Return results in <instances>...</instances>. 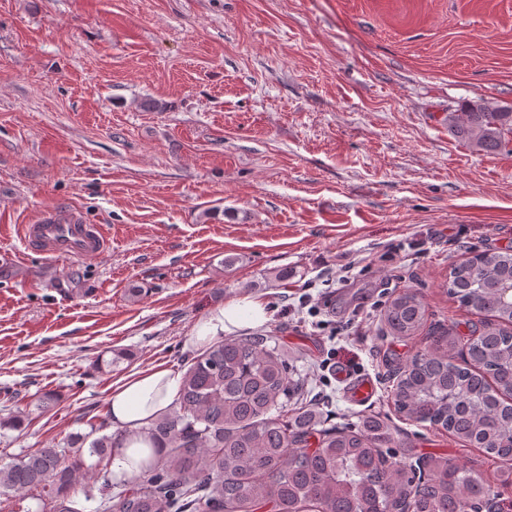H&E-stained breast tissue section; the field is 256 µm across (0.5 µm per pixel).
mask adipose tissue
I'll return each mask as SVG.
<instances>
[{
    "instance_id": "ef3b65f1",
    "label": "adipose tissue",
    "mask_w": 512,
    "mask_h": 512,
    "mask_svg": "<svg viewBox=\"0 0 512 512\" xmlns=\"http://www.w3.org/2000/svg\"><path fill=\"white\" fill-rule=\"evenodd\" d=\"M266 320L261 302L231 301L200 319L190 342L203 348L226 331L259 327ZM180 384L179 374L158 365L137 372L113 388L109 397L112 429L124 437L122 448L116 449L112 458V470L117 475L137 474L143 461L156 456L148 426L171 405Z\"/></svg>"
}]
</instances>
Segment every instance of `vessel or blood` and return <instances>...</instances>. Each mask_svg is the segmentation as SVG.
<instances>
[{
    "mask_svg": "<svg viewBox=\"0 0 512 512\" xmlns=\"http://www.w3.org/2000/svg\"><path fill=\"white\" fill-rule=\"evenodd\" d=\"M21 237L28 251L47 259L92 260L109 245L104 226L89 223L76 206L44 210L22 225Z\"/></svg>",
    "mask_w": 512,
    "mask_h": 512,
    "instance_id": "obj_1",
    "label": "vessel or blood"
}]
</instances>
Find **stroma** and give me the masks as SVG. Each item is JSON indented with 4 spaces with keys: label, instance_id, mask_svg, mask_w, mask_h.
<instances>
[{
    "label": "stroma",
    "instance_id": "35a3bbf8",
    "mask_svg": "<svg viewBox=\"0 0 512 512\" xmlns=\"http://www.w3.org/2000/svg\"><path fill=\"white\" fill-rule=\"evenodd\" d=\"M479 98L512 105V0H0V251L51 207L110 237L91 261L0 263V420L28 413L0 464L88 433L135 372H184L197 320L256 299L301 386L289 408L380 418L397 458L447 457L491 512L512 505L502 461L392 400L432 336L483 327L451 265L512 247V153L448 130ZM408 289L426 320L402 338L382 314Z\"/></svg>",
    "mask_w": 512,
    "mask_h": 512
}]
</instances>
